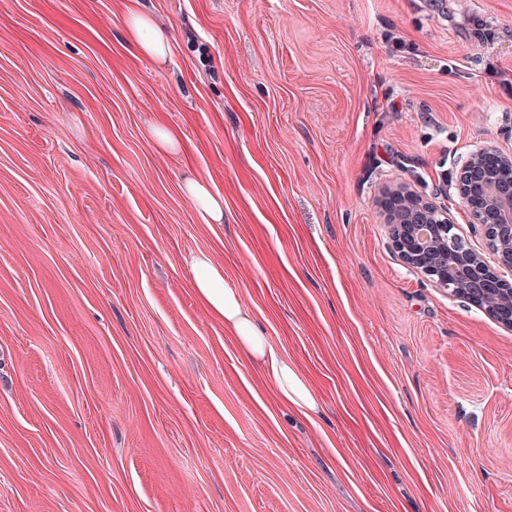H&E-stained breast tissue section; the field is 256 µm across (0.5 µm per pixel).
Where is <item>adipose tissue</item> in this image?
<instances>
[{
  "label": "adipose tissue",
  "instance_id": "1",
  "mask_svg": "<svg viewBox=\"0 0 512 512\" xmlns=\"http://www.w3.org/2000/svg\"><path fill=\"white\" fill-rule=\"evenodd\" d=\"M126 26L131 41L146 56L169 57L172 45L159 33L151 19L137 10H130ZM191 201L196 220L201 224H220L224 221V198L213 191L202 178H190L181 186ZM192 286L208 310L224 320L238 344L248 356L259 359L272 379L280 397L298 414L308 417L317 410L315 396L296 365L277 350L256 324L241 295L224 280V270L206 251H198L188 262Z\"/></svg>",
  "mask_w": 512,
  "mask_h": 512
}]
</instances>
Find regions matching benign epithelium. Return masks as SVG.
I'll return each mask as SVG.
<instances>
[{
    "label": "benign epithelium",
    "mask_w": 512,
    "mask_h": 512,
    "mask_svg": "<svg viewBox=\"0 0 512 512\" xmlns=\"http://www.w3.org/2000/svg\"><path fill=\"white\" fill-rule=\"evenodd\" d=\"M454 190L499 263L512 270V155L493 146L472 152ZM391 244L426 282L483 310L512 331V283L492 269L457 233L448 209L434 197L400 185L386 193Z\"/></svg>",
    "instance_id": "7a95c632"
}]
</instances>
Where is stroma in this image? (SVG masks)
I'll return each mask as SVG.
<instances>
[{"label":"stroma","instance_id":"35a3bbf8","mask_svg":"<svg viewBox=\"0 0 512 512\" xmlns=\"http://www.w3.org/2000/svg\"><path fill=\"white\" fill-rule=\"evenodd\" d=\"M487 145L512 0H0V512H512V332L380 205ZM201 249L315 419L206 309ZM126 26L130 40L142 54L157 59L170 56L172 52L170 40L155 29L148 16L131 9L126 18ZM181 191L192 202L197 223L220 224L224 221V197L213 191L203 178H188Z\"/></svg>","mask_w":512,"mask_h":512}]
</instances>
